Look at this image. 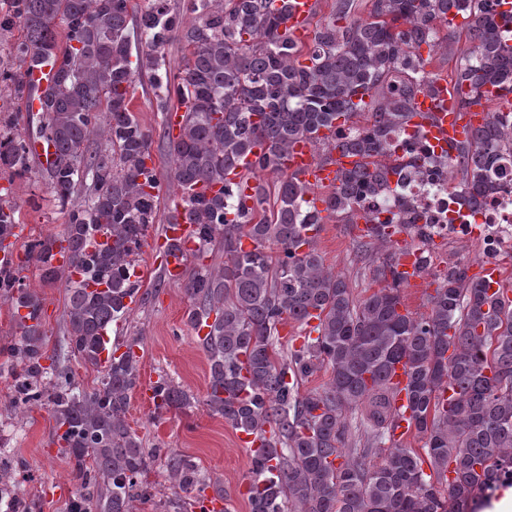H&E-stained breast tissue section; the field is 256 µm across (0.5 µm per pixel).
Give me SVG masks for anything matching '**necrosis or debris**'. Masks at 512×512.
Masks as SVG:
<instances>
[{
  "instance_id": "obj_1",
  "label": "necrosis or debris",
  "mask_w": 512,
  "mask_h": 512,
  "mask_svg": "<svg viewBox=\"0 0 512 512\" xmlns=\"http://www.w3.org/2000/svg\"><path fill=\"white\" fill-rule=\"evenodd\" d=\"M405 198L413 199L420 223L434 225L439 236L466 239L481 233L484 260H496L502 245L512 242L511 164H504L497 192L472 208L461 205L457 183L448 173L431 174L418 167L393 179L385 191L361 198L360 204L386 218L399 210Z\"/></svg>"
}]
</instances>
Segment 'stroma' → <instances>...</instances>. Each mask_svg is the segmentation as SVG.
Returning a JSON list of instances; mask_svg holds the SVG:
<instances>
[{"mask_svg":"<svg viewBox=\"0 0 512 512\" xmlns=\"http://www.w3.org/2000/svg\"><path fill=\"white\" fill-rule=\"evenodd\" d=\"M132 108L151 134V153L160 177H167L171 162L165 151L166 118L158 112L148 77L134 85ZM13 198L19 209L17 250H24L35 238L61 235L64 217L42 185L28 179L15 180ZM360 231L355 224L324 225L317 249L325 264L355 282L358 288L370 287L363 277L360 259ZM428 250L433 273L443 272L449 264L464 262L478 267L482 262L483 241L479 238L435 239ZM139 267H152L151 276L143 278L142 288L160 282L156 295L132 305L129 315L113 322L109 331L112 343L121 344L139 338L141 358L139 384L131 394L127 422L147 447L162 445L190 456L199 464L211 486L207 496L222 494L223 512H249L240 487L250 479V453L237 442V433L223 418L210 413L203 403L208 381V364L195 334L186 323L190 301L182 282L166 279L161 255L143 246L136 257ZM21 275L26 287L36 289L44 299V329L48 348L57 347L65 334V284L49 281L35 262L23 261ZM20 335L9 305L0 303V409L9 415L0 419V459L24 467L28 476L23 490L32 501V512H67L80 485L70 475L66 460L52 443L54 421L46 407L35 406L22 412L12 411L13 378L6 368L4 345ZM170 376L175 383L196 398L192 407L173 409L155 416L152 401L145 399L159 375Z\"/></svg>","mask_w":512,"mask_h":512,"instance_id":"stroma-1","label":"stroma"}]
</instances>
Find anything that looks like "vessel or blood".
Instances as JSON below:
<instances>
[{"label": "vessel or blood", "instance_id": "b4317fda", "mask_svg": "<svg viewBox=\"0 0 512 512\" xmlns=\"http://www.w3.org/2000/svg\"><path fill=\"white\" fill-rule=\"evenodd\" d=\"M273 9L283 11L285 26L292 39H305L315 13L316 0H274ZM410 129L422 130L437 146L448 148L471 139L475 131L483 126L485 114L481 107L461 109L448 93V83L440 79L433 86L419 94L410 109ZM361 156L335 151L330 161L317 160L309 141H296L284 160L285 171L302 184L314 190L332 189L339 185L342 175L362 165ZM391 241L399 252L397 271L406 287L420 288L425 278L419 270L418 256L409 247L405 232L392 230ZM153 249L166 253V273L169 278H182L187 256L197 248L193 227L187 219L183 204H176L170 213V220L163 233L152 241ZM477 278L490 291L497 293L505 285L501 264L482 263Z\"/></svg>", "mask_w": 512, "mask_h": 512}]
</instances>
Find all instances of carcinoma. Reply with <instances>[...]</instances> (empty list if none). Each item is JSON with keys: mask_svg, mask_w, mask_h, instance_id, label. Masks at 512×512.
Wrapping results in <instances>:
<instances>
[{"mask_svg": "<svg viewBox=\"0 0 512 512\" xmlns=\"http://www.w3.org/2000/svg\"><path fill=\"white\" fill-rule=\"evenodd\" d=\"M129 2L0 0V99L37 97L32 68L46 56L57 62L42 108L27 112L54 159L32 167L21 112L0 106V178H35L67 217L60 236L27 244L45 277L67 284L64 343L47 355L43 302L21 284L19 267L0 265V302L29 307L27 318L37 321L7 348L12 404L49 408L54 443L83 489L68 512H136L153 497L143 476L159 456L170 506L193 498L206 512L198 464L145 447L127 423L140 362L130 350L139 340L122 354L113 349L107 365L100 360L108 326L138 292L134 256L167 216L157 169L145 163L153 160L149 131L129 110L144 74L159 111L184 109L178 136L167 141L169 189L190 211L200 244L184 290L187 323L212 319L200 339L209 366L204 404L233 429L268 436L267 452L250 456V512H479L512 484V298L488 294L459 263L429 295L427 313L409 311L387 229L402 226L426 244L431 225L415 223L410 201L386 222L358 200L400 175L403 138L421 139L407 135L410 108L437 80L427 66L448 47L440 25L449 9L466 19L472 43L452 74L459 106L479 103L487 84L499 98L512 94V0H496L500 10L491 0H368L364 16L358 0H334L306 46L287 35L270 0H183L180 9L147 0L136 15ZM174 42L184 54L173 68L166 50ZM322 128L333 136H320ZM258 139L268 151L245 172L256 182L252 204L232 186L208 195ZM298 139L321 161L336 150L366 159L323 197L324 216L303 207L311 189L281 166ZM507 157L512 111L496 110L471 140L425 163H451L475 202L496 190ZM16 213L10 192L0 194V244L17 237ZM360 219L365 237L386 247L364 264L384 286L362 296L325 265L308 235L329 221ZM245 238L253 248L242 247ZM58 242L70 252L68 267L53 264ZM209 245L224 251V265L203 263ZM73 357L101 369L98 388L79 389ZM400 364L409 370L419 448L395 438L402 413L389 376ZM322 370L327 381L301 392ZM152 390L158 416L191 404L169 377ZM21 486V470L0 463L8 512H30Z\"/></svg>", "mask_w": 512, "mask_h": 512, "instance_id": "obj_1", "label": "carcinoma"}]
</instances>
